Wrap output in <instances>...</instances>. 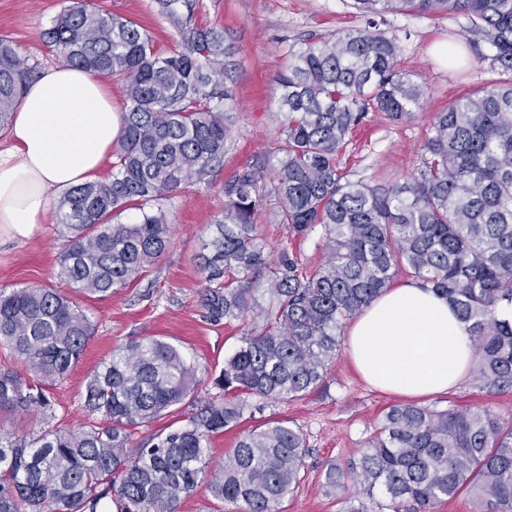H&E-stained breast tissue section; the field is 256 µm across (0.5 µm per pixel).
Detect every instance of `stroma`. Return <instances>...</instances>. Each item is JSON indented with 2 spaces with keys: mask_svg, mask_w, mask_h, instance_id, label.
I'll use <instances>...</instances> for the list:
<instances>
[{
  "mask_svg": "<svg viewBox=\"0 0 512 512\" xmlns=\"http://www.w3.org/2000/svg\"><path fill=\"white\" fill-rule=\"evenodd\" d=\"M96 7L136 21L156 41L159 51L173 47L176 34L159 13L155 0H93ZM71 0H0V37L12 41L28 63L48 67L60 59L48 48L44 32ZM193 20L218 27L230 48L225 63L237 92L232 131L224 156L210 176L164 201L171 227L164 254L130 286L93 298L58 275L56 258L67 244L58 223L60 195L26 237L0 228V289L42 286L55 288L89 315L94 332L78 363L46 395L55 423L75 430L91 422L84 407L86 378L112 349L143 337L177 347L194 364L199 386L193 397L148 426L138 439L178 427L215 397L213 380L241 336L259 333L263 316L215 320L203 302L207 289L201 269L202 242L212 224L224 218V184L252 174L268 184L281 141L277 97L272 78L285 62L288 47L328 39L343 29H362L365 18L353 13L347 0H195ZM459 14L427 17L412 12L385 15L379 27L401 47L399 67L426 89L422 111L392 122L380 112L369 113L356 127L339 156V168L349 181H404L421 165V145L435 112L452 100L472 94L495 79L484 42L474 41ZM276 200L264 196L255 217L256 231L271 251L287 247L299 252L307 267L323 257L322 230L292 236L287 225L274 223ZM403 395L384 392L363 381L346 350H339L316 390L293 401L252 398L253 417L243 429L266 421L285 420L299 427L308 446L298 485L281 502V512H347L350 502L364 503L361 487L331 493L326 487L329 464L347 467L358 460L368 437L380 426L387 409ZM431 405H479L512 420V391L489 394L474 376L448 393L431 398ZM241 428V429H242Z\"/></svg>",
  "mask_w": 512,
  "mask_h": 512,
  "instance_id": "35a3bbf8",
  "label": "stroma"
}]
</instances>
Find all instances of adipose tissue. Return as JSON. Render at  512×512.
Here are the masks:
<instances>
[{
    "label": "adipose tissue",
    "mask_w": 512,
    "mask_h": 512,
    "mask_svg": "<svg viewBox=\"0 0 512 512\" xmlns=\"http://www.w3.org/2000/svg\"><path fill=\"white\" fill-rule=\"evenodd\" d=\"M122 114L93 72L62 63L27 82L0 149V226L21 235L51 196L95 179ZM347 353L382 390L430 397L457 387L474 360L465 324L448 300L417 283L387 289L356 316Z\"/></svg>",
    "instance_id": "adipose-tissue-1"
}]
</instances>
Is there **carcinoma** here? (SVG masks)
Returning a JSON list of instances; mask_svg holds the SVG:
<instances>
[{
    "label": "carcinoma",
    "mask_w": 512,
    "mask_h": 512,
    "mask_svg": "<svg viewBox=\"0 0 512 512\" xmlns=\"http://www.w3.org/2000/svg\"><path fill=\"white\" fill-rule=\"evenodd\" d=\"M177 34L163 57L136 22L85 0L46 30L71 65L123 81L125 111L106 178L80 183L59 203L68 245L59 277L91 297L138 279L166 250L161 201L200 182L224 156L227 112L224 32L192 24L195 0H157ZM367 28L289 48L274 82L283 141L272 192L276 217L294 236L324 231L325 252L309 271L298 254L273 255L255 231L256 180L224 184V220L204 243L207 307L238 319L268 296L258 334L240 338L214 380L233 395L209 403L182 426L134 444L135 431L172 411L199 385L176 347L154 338L112 350L88 377L87 428L0 432V512H177L201 483L243 512H279L300 481L308 453L300 429L270 421L239 436L215 467L207 447L237 427L248 396L285 401L319 386L346 321L390 287L403 268L445 296L475 347L479 387L512 389V325L494 307L512 300V0H351ZM411 10L460 13L491 54L499 78L434 114L422 165L403 182L343 180L337 159L370 112L400 121L419 110L425 88L397 67L400 47L376 18ZM0 38V125L34 72ZM137 214L128 222L118 217ZM90 317L54 288L0 290V344L35 378L0 365V417L38 411L53 418L45 387L64 378L92 334ZM341 491L360 484L387 503L378 512H434L470 493L478 512H512V422L481 407L391 406L357 462L327 468Z\"/></svg>",
    "instance_id": "obj_1"
}]
</instances>
